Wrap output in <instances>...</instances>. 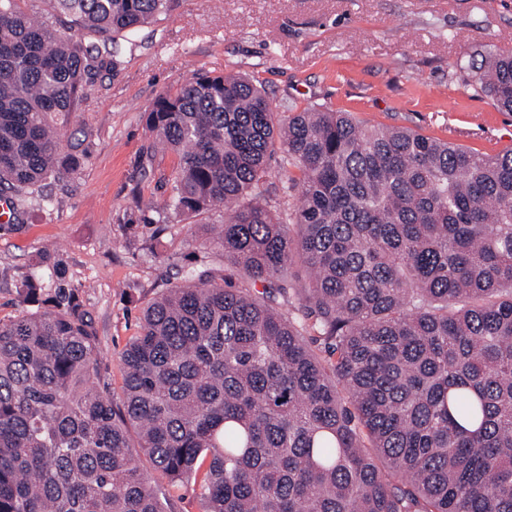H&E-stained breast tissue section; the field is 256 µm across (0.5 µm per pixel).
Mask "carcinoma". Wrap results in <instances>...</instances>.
<instances>
[{
  "mask_svg": "<svg viewBox=\"0 0 512 512\" xmlns=\"http://www.w3.org/2000/svg\"><path fill=\"white\" fill-rule=\"evenodd\" d=\"M25 2L0 0L12 210L78 167L54 121L168 0H50L69 35ZM459 71L512 112L511 56ZM146 124L178 156L157 213L224 207L209 242L242 286L204 260L147 304L116 398L77 292L46 308L25 280L39 307L0 321V512H167L134 447L203 512H512V150L275 112L253 79L201 72ZM278 148L293 224L257 200Z\"/></svg>",
  "mask_w": 512,
  "mask_h": 512,
  "instance_id": "carcinoma-1",
  "label": "carcinoma"
}]
</instances>
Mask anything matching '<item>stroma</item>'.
<instances>
[{
    "label": "stroma",
    "mask_w": 512,
    "mask_h": 512,
    "mask_svg": "<svg viewBox=\"0 0 512 512\" xmlns=\"http://www.w3.org/2000/svg\"><path fill=\"white\" fill-rule=\"evenodd\" d=\"M491 54L512 56V0H169L61 124L63 149L81 165L45 188L50 214L29 206L0 226V320L30 311L18 289L33 274H43L44 296L78 290L101 347L99 380L120 388L119 353L143 308L206 256V227L218 219L162 222L146 207L166 199L178 163L147 113L192 74L254 77L277 112L320 105L494 155L512 149V113L456 69ZM298 176L275 156L260 195L289 221ZM139 465L176 512H201L193 482L169 483L144 456Z\"/></svg>",
    "instance_id": "35a3bbf8"
}]
</instances>
